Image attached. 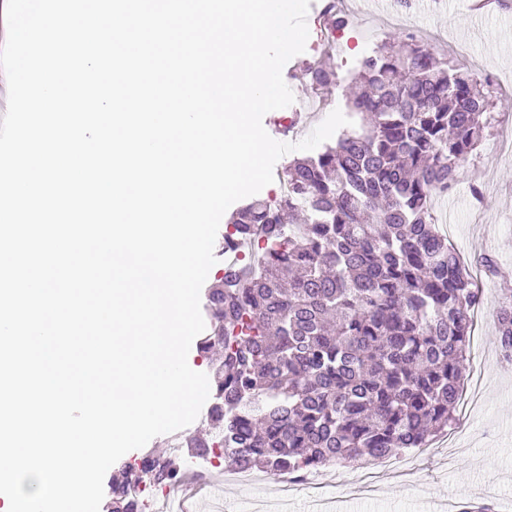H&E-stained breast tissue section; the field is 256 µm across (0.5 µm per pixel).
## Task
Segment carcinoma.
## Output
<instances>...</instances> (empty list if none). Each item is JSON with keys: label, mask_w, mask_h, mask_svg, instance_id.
I'll list each match as a JSON object with an SVG mask.
<instances>
[{"label": "carcinoma", "mask_w": 512, "mask_h": 512, "mask_svg": "<svg viewBox=\"0 0 512 512\" xmlns=\"http://www.w3.org/2000/svg\"><path fill=\"white\" fill-rule=\"evenodd\" d=\"M305 73L336 88L357 130L288 165L276 204L257 199L225 238L262 243L261 266H227L206 289L212 371L206 419L224 464L269 475L377 460L448 427L481 294L433 221L460 168L496 122V88L419 43L382 46L340 79L330 58ZM512 359V288L496 310ZM181 447L203 456L210 440ZM168 458H142L112 483V512H138L128 489Z\"/></svg>", "instance_id": "cac0c4a2"}]
</instances>
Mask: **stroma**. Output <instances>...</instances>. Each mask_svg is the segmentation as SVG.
<instances>
[{"label": "stroma", "instance_id": "1", "mask_svg": "<svg viewBox=\"0 0 512 512\" xmlns=\"http://www.w3.org/2000/svg\"><path fill=\"white\" fill-rule=\"evenodd\" d=\"M328 0H311L307 15L309 38L306 50L292 58L283 78L292 90V105L271 111L263 118L266 132L280 142H297L307 137L334 109L343 108L339 98L327 97L304 75L306 62L322 56L324 31L329 28L325 7ZM387 13L375 10L352 15L342 32L340 50L332 63L340 78L348 79L359 62L382 44L404 38L408 27H418L429 36V48L439 57L457 56L462 64L480 57L485 67L504 87H512V33L499 16H475L468 0H408L404 22L391 24ZM479 185L483 202H476L472 185ZM439 225H451L452 246L472 259L489 252L499 263L498 274L483 301L496 309L504 288H512V158L502 154L495 137H487L465 164L455 191L436 204ZM485 348L484 405L458 434V447L450 455L420 459L410 475L377 479L371 493L363 495L352 486L340 484L341 469L323 470L322 486L311 493L291 495L278 485L264 483L251 489L231 491L235 500L267 498L287 503L286 512H319L320 498L333 499L338 512H422L427 501L442 504L482 501L495 491L494 512H512V363L503 360L493 321L480 330Z\"/></svg>", "mask_w": 512, "mask_h": 512}]
</instances>
